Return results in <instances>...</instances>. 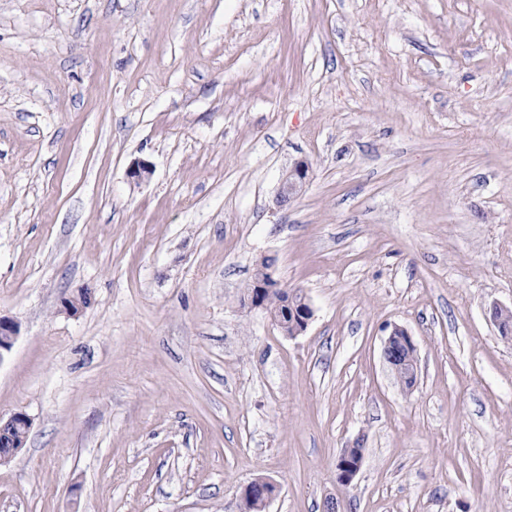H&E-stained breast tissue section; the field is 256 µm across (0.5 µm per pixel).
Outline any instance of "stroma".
<instances>
[{"label":"stroma","instance_id":"obj_1","mask_svg":"<svg viewBox=\"0 0 512 512\" xmlns=\"http://www.w3.org/2000/svg\"><path fill=\"white\" fill-rule=\"evenodd\" d=\"M265 259L298 336L243 303ZM494 302L512 0H0V512H512ZM309 170L310 166L304 160L294 164L281 183L278 194L280 203H287L302 190L307 182ZM302 304H305V306H298L299 304L294 305L290 301L288 304L287 300L285 305L288 309L284 312L285 317L269 314L272 321L289 337L297 336L304 332L313 316L312 307L306 298H304ZM288 328L290 329L289 332ZM415 345L408 333L394 327L384 342L383 355L386 363L403 381L416 378L417 364ZM31 425L24 413H15L6 419L0 416V465L9 463L25 447ZM356 452V457L359 458L360 454H363V448L360 446L356 448H346L339 456L336 469L338 472V479L340 482L350 484L360 469V459L357 460L356 464L349 465L348 462L351 460L352 452ZM343 468H346L344 470ZM264 485L269 487H275V484L271 481L265 480L264 483L256 482L255 480L249 482L244 488V494L247 495L244 497V506L246 512H263L264 505L263 500L259 496H250L254 492H259L261 497L265 499V503L267 504L269 500L273 497ZM249 494V495H248Z\"/></svg>","mask_w":512,"mask_h":512}]
</instances>
